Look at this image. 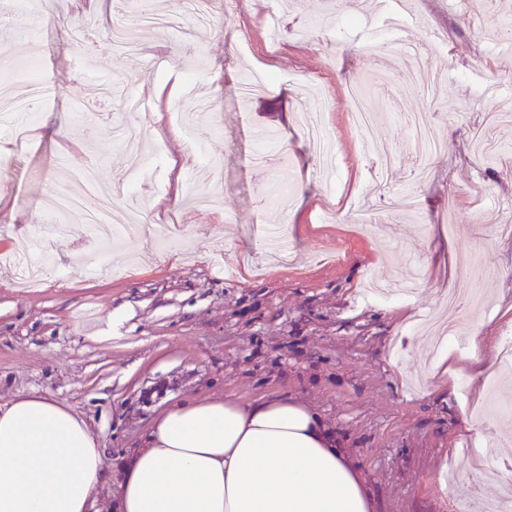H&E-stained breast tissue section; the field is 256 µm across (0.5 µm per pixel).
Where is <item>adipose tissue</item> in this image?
Masks as SVG:
<instances>
[{
  "instance_id": "adipose-tissue-1",
  "label": "adipose tissue",
  "mask_w": 512,
  "mask_h": 512,
  "mask_svg": "<svg viewBox=\"0 0 512 512\" xmlns=\"http://www.w3.org/2000/svg\"><path fill=\"white\" fill-rule=\"evenodd\" d=\"M84 418L38 394L0 403V512H91L105 480ZM118 512H374L363 475L302 401L189 399L124 464Z\"/></svg>"
}]
</instances>
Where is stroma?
Listing matches in <instances>:
<instances>
[{
    "instance_id": "1",
    "label": "stroma",
    "mask_w": 512,
    "mask_h": 512,
    "mask_svg": "<svg viewBox=\"0 0 512 512\" xmlns=\"http://www.w3.org/2000/svg\"><path fill=\"white\" fill-rule=\"evenodd\" d=\"M33 27H0V53L36 59L55 95L0 125V402L39 393L93 427L111 512L116 475L157 411L187 398L242 403L296 397L331 426L374 494L375 512H455L482 457L512 445V406L481 378L512 337V0H405L378 14L336 0H210V19L144 31L115 60L112 24L132 0H30ZM394 37L441 73L438 98L406 78L415 57L361 64L391 13ZM85 37L73 39V26ZM253 72L267 89L237 102ZM374 114L372 141L351 122L349 84ZM322 113L334 142L322 169L298 121ZM430 116L446 140L419 162L403 114ZM151 157L135 194L144 233L112 241L55 212L57 161L111 163L119 131ZM274 137L281 163L249 164ZM221 193L228 218L198 200ZM453 232H445L446 223ZM285 225L299 256L270 263L261 227ZM479 256L481 311L462 308L454 356L433 354L415 323L465 287L460 259ZM481 434H474L471 423Z\"/></svg>"
}]
</instances>
